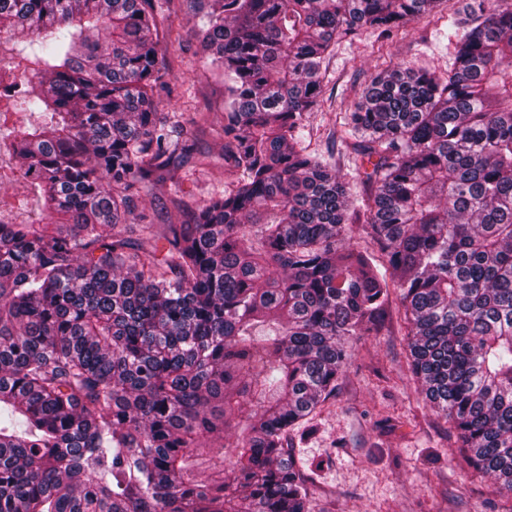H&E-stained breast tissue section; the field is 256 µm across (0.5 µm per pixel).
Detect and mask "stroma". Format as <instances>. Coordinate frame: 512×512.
<instances>
[{
  "label": "stroma",
  "mask_w": 512,
  "mask_h": 512,
  "mask_svg": "<svg viewBox=\"0 0 512 512\" xmlns=\"http://www.w3.org/2000/svg\"><path fill=\"white\" fill-rule=\"evenodd\" d=\"M165 23L181 39L163 49L173 74L161 118L179 122L186 132L195 113L207 110L221 120L222 85L198 69L191 14L178 10ZM444 26L427 15L393 40L364 29L337 42L327 57L321 105L305 115L304 147L317 157H335L354 199L366 198L370 188L357 176L353 153L341 138L345 116L377 72L402 63L443 73L452 69L455 50ZM176 178L196 199L230 187L219 164L202 168L189 160ZM407 355L405 324L393 307L380 335L357 342L335 394L301 430L291 431L301 460L316 467L311 512H512V501L468 466L447 424L424 406Z\"/></svg>",
  "instance_id": "obj_1"
}]
</instances>
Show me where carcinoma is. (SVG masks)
I'll use <instances>...</instances> for the list:
<instances>
[{
  "label": "carcinoma",
  "instance_id": "carcinoma-1",
  "mask_svg": "<svg viewBox=\"0 0 512 512\" xmlns=\"http://www.w3.org/2000/svg\"><path fill=\"white\" fill-rule=\"evenodd\" d=\"M161 2L0 0V31L26 36L0 181L39 200L36 224L0 219V512H310L284 441L394 300L426 405L512 496V0L447 16L448 73L363 89L344 130L372 166L360 207L299 147L328 51L446 0H193L224 121L191 124L241 180L192 203L172 166L193 139L159 120ZM167 181L159 227L131 203Z\"/></svg>",
  "mask_w": 512,
  "mask_h": 512
}]
</instances>
